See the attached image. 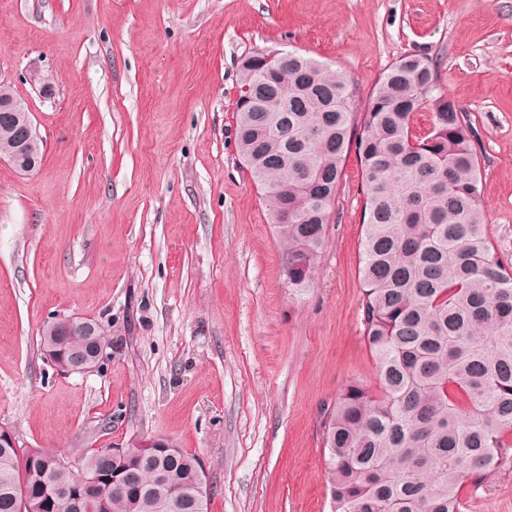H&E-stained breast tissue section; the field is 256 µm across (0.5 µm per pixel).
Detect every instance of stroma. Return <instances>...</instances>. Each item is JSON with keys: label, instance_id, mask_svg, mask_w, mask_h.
Segmentation results:
<instances>
[{"label": "stroma", "instance_id": "stroma-1", "mask_svg": "<svg viewBox=\"0 0 512 512\" xmlns=\"http://www.w3.org/2000/svg\"><path fill=\"white\" fill-rule=\"evenodd\" d=\"M263 50L332 65L358 113L400 58L436 59L512 261V0H0V80L44 142L38 171L0 162V425L64 457L168 440L206 466L208 512H331L319 410L379 386L362 174L348 156L320 267L291 290L235 148L240 64ZM60 316L105 326L100 368L44 360ZM463 494L512 512V471Z\"/></svg>", "mask_w": 512, "mask_h": 512}]
</instances>
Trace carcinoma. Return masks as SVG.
Here are the masks:
<instances>
[{"label":"carcinoma","instance_id":"carcinoma-1","mask_svg":"<svg viewBox=\"0 0 512 512\" xmlns=\"http://www.w3.org/2000/svg\"><path fill=\"white\" fill-rule=\"evenodd\" d=\"M355 89L298 51L239 68L236 148L270 203L288 287L307 288L325 245L344 163L355 151L366 197L359 257L363 338L380 376L320 410L332 512H464L512 469V264L495 252L468 114L435 65L410 55L375 84L361 133ZM429 112L425 129L417 115ZM106 342L43 326L40 346L67 372ZM200 460L175 445L100 448L71 461L0 447V512H207Z\"/></svg>","mask_w":512,"mask_h":512}]
</instances>
